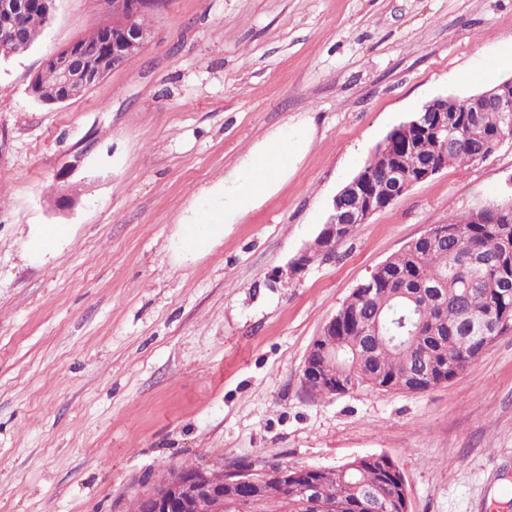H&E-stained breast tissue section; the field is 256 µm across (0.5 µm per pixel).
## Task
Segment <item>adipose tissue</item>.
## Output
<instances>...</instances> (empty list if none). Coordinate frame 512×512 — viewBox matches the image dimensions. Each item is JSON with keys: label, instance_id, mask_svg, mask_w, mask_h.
Masks as SVG:
<instances>
[{"label": "adipose tissue", "instance_id": "adipose-tissue-1", "mask_svg": "<svg viewBox=\"0 0 512 512\" xmlns=\"http://www.w3.org/2000/svg\"><path fill=\"white\" fill-rule=\"evenodd\" d=\"M305 143L301 133L284 129L252 146L224 176L223 209L207 212L199 223L184 225L181 251L192 256L214 246L227 225L236 223L287 177L290 162Z\"/></svg>", "mask_w": 512, "mask_h": 512}]
</instances>
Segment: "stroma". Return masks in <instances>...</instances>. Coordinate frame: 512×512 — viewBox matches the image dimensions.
<instances>
[{
    "label": "stroma",
    "mask_w": 512,
    "mask_h": 512,
    "mask_svg": "<svg viewBox=\"0 0 512 512\" xmlns=\"http://www.w3.org/2000/svg\"><path fill=\"white\" fill-rule=\"evenodd\" d=\"M108 19L103 0H55L0 61V512H131L186 462L381 453L410 512H512V334L422 393L301 386L311 342L376 266L512 194V139L293 269L394 127L512 77V0H169L139 57L78 99L36 101L45 59ZM287 127L309 135L287 179L180 259V225ZM46 224L71 233L39 247Z\"/></svg>",
    "instance_id": "obj_1"
}]
</instances>
